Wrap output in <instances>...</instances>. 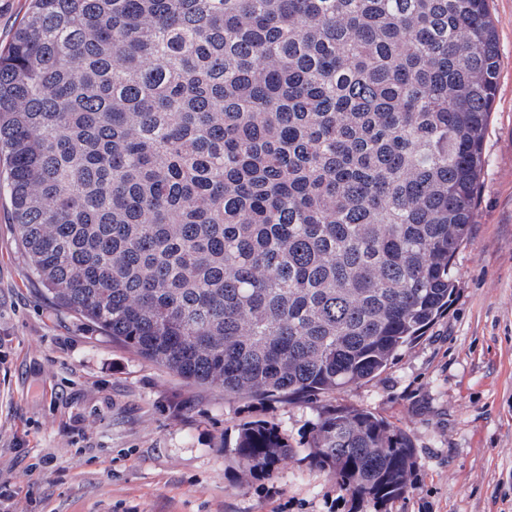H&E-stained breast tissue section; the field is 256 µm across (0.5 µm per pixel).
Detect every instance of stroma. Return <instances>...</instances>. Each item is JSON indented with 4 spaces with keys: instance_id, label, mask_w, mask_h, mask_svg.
Here are the masks:
<instances>
[{
    "instance_id": "stroma-1",
    "label": "stroma",
    "mask_w": 512,
    "mask_h": 512,
    "mask_svg": "<svg viewBox=\"0 0 512 512\" xmlns=\"http://www.w3.org/2000/svg\"><path fill=\"white\" fill-rule=\"evenodd\" d=\"M493 13L498 92L456 290L371 380L293 402L189 383L57 310L0 199V512H512V0ZM335 406L410 436L402 498L375 509L311 462L309 432ZM254 420L295 452L246 477L233 450Z\"/></svg>"
}]
</instances>
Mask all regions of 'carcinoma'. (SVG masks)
Masks as SVG:
<instances>
[{
  "instance_id": "obj_1",
  "label": "carcinoma",
  "mask_w": 512,
  "mask_h": 512,
  "mask_svg": "<svg viewBox=\"0 0 512 512\" xmlns=\"http://www.w3.org/2000/svg\"><path fill=\"white\" fill-rule=\"evenodd\" d=\"M489 0H30L0 156L54 306L230 397L367 381L448 310L498 90ZM312 461L412 485L405 432L324 411ZM241 428L242 471L292 454Z\"/></svg>"
}]
</instances>
